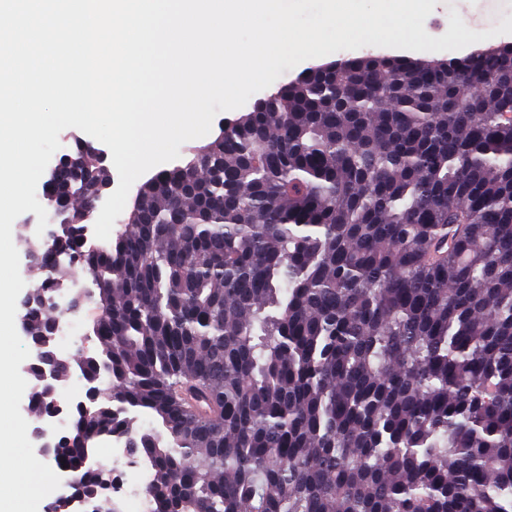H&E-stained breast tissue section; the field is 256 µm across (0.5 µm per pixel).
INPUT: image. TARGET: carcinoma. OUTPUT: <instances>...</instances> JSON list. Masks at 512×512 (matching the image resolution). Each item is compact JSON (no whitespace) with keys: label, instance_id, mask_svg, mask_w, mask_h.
Returning a JSON list of instances; mask_svg holds the SVG:
<instances>
[{"label":"carcinoma","instance_id":"obj_1","mask_svg":"<svg viewBox=\"0 0 512 512\" xmlns=\"http://www.w3.org/2000/svg\"><path fill=\"white\" fill-rule=\"evenodd\" d=\"M71 166L27 336L95 277L98 352L56 369L107 382L61 447L83 494L145 414L150 512H512V45L309 67L144 182L109 250L78 234L106 171Z\"/></svg>","mask_w":512,"mask_h":512}]
</instances>
